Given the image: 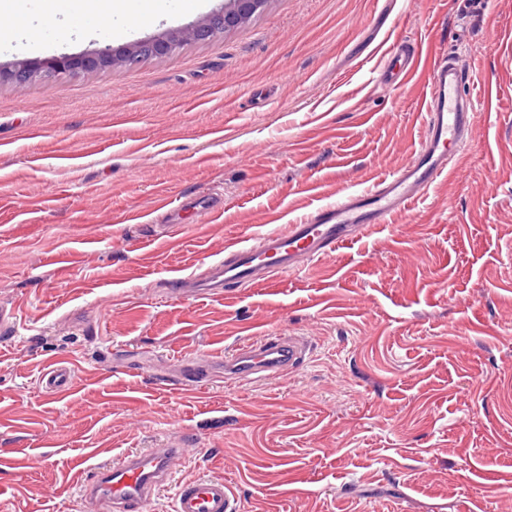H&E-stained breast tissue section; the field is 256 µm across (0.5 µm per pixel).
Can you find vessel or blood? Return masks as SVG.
Wrapping results in <instances>:
<instances>
[{"label": "vessel or blood", "mask_w": 512, "mask_h": 512, "mask_svg": "<svg viewBox=\"0 0 512 512\" xmlns=\"http://www.w3.org/2000/svg\"><path fill=\"white\" fill-rule=\"evenodd\" d=\"M383 69L392 84L410 81L417 72L418 50L402 38H394L383 51ZM425 79L430 89L426 132L410 160L380 179L367 191L349 192L335 203L316 209L304 222L284 229L227 241L223 258L211 261L200 274L182 278L192 292H223L230 285H262L272 273L299 270L308 260L335 252L336 248L387 223L390 216L419 198L459 160V150L475 133L473 99L460 87L466 78L451 67L447 55L435 56ZM305 345L294 336H263L238 345L216 358L180 364L181 375L197 376L198 363H205L212 376L225 373L239 378L270 376L296 367ZM74 379L71 362L52 364L42 376L46 389L56 396L66 394ZM180 448H155L130 453L111 465L81 473L82 495L94 512H140L171 479L183 456ZM174 512H237L231 485L222 478H197L182 482Z\"/></svg>", "instance_id": "1"}]
</instances>
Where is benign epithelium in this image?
I'll list each match as a JSON object with an SVG mask.
<instances>
[{"instance_id":"benign-epithelium-1","label":"benign epithelium","mask_w":512,"mask_h":512,"mask_svg":"<svg viewBox=\"0 0 512 512\" xmlns=\"http://www.w3.org/2000/svg\"><path fill=\"white\" fill-rule=\"evenodd\" d=\"M267 0H225L224 10L207 16L202 21L170 32L158 39L135 42L119 51L62 55L45 62L18 60L9 68L0 66V83L8 82L22 89L33 81L49 86L65 82L79 71H91L103 67H132L142 60L166 55L178 50L185 43L206 42L238 27L265 7Z\"/></svg>"}]
</instances>
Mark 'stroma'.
Instances as JSON below:
<instances>
[{
    "mask_svg": "<svg viewBox=\"0 0 512 512\" xmlns=\"http://www.w3.org/2000/svg\"><path fill=\"white\" fill-rule=\"evenodd\" d=\"M85 33L16 0L30 47L0 66L119 50L224 0H162ZM392 35L471 78L461 168L388 224L274 286L185 298L224 244L304 220L406 163L422 76L381 83ZM512 0H268L246 24L55 87L0 85V512H87L79 471L152 448L180 482L221 476L239 512H512ZM265 332L288 373L191 389L184 358ZM71 359L67 396L40 386Z\"/></svg>",
    "mask_w": 512,
    "mask_h": 512,
    "instance_id": "obj_1",
    "label": "stroma"
}]
</instances>
